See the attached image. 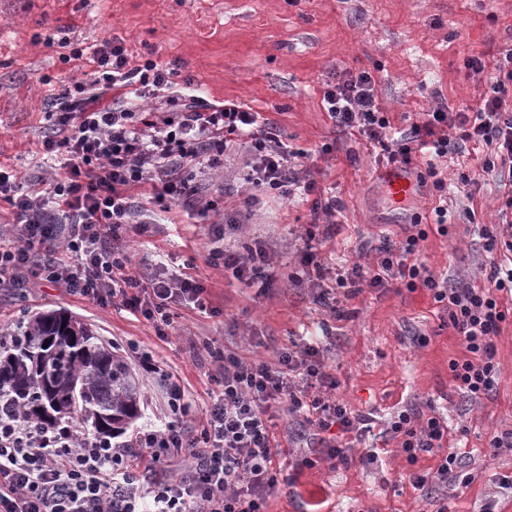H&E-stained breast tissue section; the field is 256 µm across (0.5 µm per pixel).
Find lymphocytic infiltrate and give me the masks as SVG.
Masks as SVG:
<instances>
[{
  "instance_id": "f902f5d3",
  "label": "lymphocytic infiltrate",
  "mask_w": 512,
  "mask_h": 512,
  "mask_svg": "<svg viewBox=\"0 0 512 512\" xmlns=\"http://www.w3.org/2000/svg\"><path fill=\"white\" fill-rule=\"evenodd\" d=\"M64 60L85 61L89 78L59 81L54 90L56 134L41 149L51 179L44 192L27 191L17 172L0 166V203L14 220L0 227V284L38 269L41 279L102 307L114 304L150 321L157 333L173 323L176 303L206 311V288L188 273H163L142 280L116 243L145 235L135 224L134 192L151 186L150 204L169 211L192 201L196 190L183 172H220L224 155L243 147L240 197L232 209L249 216L266 197L295 194L315 198L314 210L327 233H335L336 199L319 187L303 150L280 135L245 104L211 103L190 84H178L152 56L133 59L123 42L109 38L92 52L63 39ZM469 67L486 75L488 91L474 104L438 103L410 132L394 131L379 102L376 80L365 68L337 70L322 105L336 128L379 146L384 167L417 171L420 186L443 192L441 159L462 144H485L480 172L498 171L512 183V48L493 60L475 55ZM165 102L156 109L154 100ZM480 172L458 175L461 189L476 186ZM427 231L412 225L405 236H381L373 261L338 271V288H426L448 311V324L466 351L450 362L456 387L478 399L493 391L498 374L496 337L512 311V193L501 221L486 227L484 250L492 254L487 284L452 288L418 261ZM232 276L250 284L261 278L266 254L255 246L247 256L213 247ZM142 368L163 380L169 413L161 425L138 432L134 444H119L80 429L73 421L44 426L0 404V512H267L279 485L282 450L272 442L274 410L303 415L326 433L327 462L348 463L344 437L358 431L363 415L329 397L336 382L319 346L282 352L277 363L225 351L220 391L202 412L201 428L188 433L193 405L178 378L162 370L154 354L139 355ZM389 432L408 461L439 451L435 471L416 472L412 484L461 485V461L450 451L448 427L437 417L399 412Z\"/></svg>"
}]
</instances>
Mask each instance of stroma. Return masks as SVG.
I'll return each mask as SVG.
<instances>
[{
	"mask_svg": "<svg viewBox=\"0 0 512 512\" xmlns=\"http://www.w3.org/2000/svg\"><path fill=\"white\" fill-rule=\"evenodd\" d=\"M63 37L83 47L122 39L129 53H153L206 100L234 99L261 113L291 147L310 153L320 186L336 197L340 226L323 239L310 196L263 200L249 223L225 226L226 250L244 255L257 242L264 248L271 284L262 290L209 263L215 213L203 217L180 202L177 223L160 214L147 236L120 246L144 278L179 271L201 277L211 313L175 307L163 340L122 306L99 307L29 272L23 284L0 285V332H13L41 311L70 312L127 353L146 424L164 417L163 387L128 350L136 344L159 352L198 410L186 423L191 431L216 387L224 350L273 361L301 339L318 337L337 399L368 422L347 439L350 463L333 467L322 459L323 433L301 417L275 413L270 433L283 451L286 482L270 498L269 512H437L443 503L448 512H482L490 501L497 512H512V487L501 482L512 474V451L487 452L491 435L512 430V319L496 338L495 388L475 400L454 386L449 362L462 358L464 348L429 291L365 288L344 300L340 317L313 290L316 264L350 266L358 254H373L382 235L402 233L417 219L429 226L420 258L436 277L452 286L485 285L490 257L482 231L499 221L504 186L494 171L481 174L468 194L453 180L478 168L486 145H462L445 159L450 185L442 195L414 185L399 202L383 177L379 148L337 131L321 101L336 70L354 67L373 72L380 102L400 131L437 102L475 103L486 79L467 60L512 45V0H0V163L26 187L49 178L36 153L56 132L54 83L83 73L80 62L62 59ZM326 143L334 146L328 155L321 152ZM239 167L234 159L220 173L197 171L198 198L217 210L230 205ZM438 205L448 210L444 234L432 226ZM402 410L447 424L466 486L427 495L413 488L411 473L435 470L439 454L407 462L387 432ZM370 448L376 459L360 463ZM305 456L314 467H297Z\"/></svg>",
	"mask_w": 512,
	"mask_h": 512,
	"instance_id": "1",
	"label": "stroma"
}]
</instances>
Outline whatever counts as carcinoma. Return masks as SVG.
Instances as JSON below:
<instances>
[{"label": "carcinoma", "mask_w": 512, "mask_h": 512, "mask_svg": "<svg viewBox=\"0 0 512 512\" xmlns=\"http://www.w3.org/2000/svg\"><path fill=\"white\" fill-rule=\"evenodd\" d=\"M0 395L28 420L53 426L78 416L109 439L126 434L142 413L140 388L123 356L60 310L30 316L0 343Z\"/></svg>", "instance_id": "carcinoma-1"}]
</instances>
